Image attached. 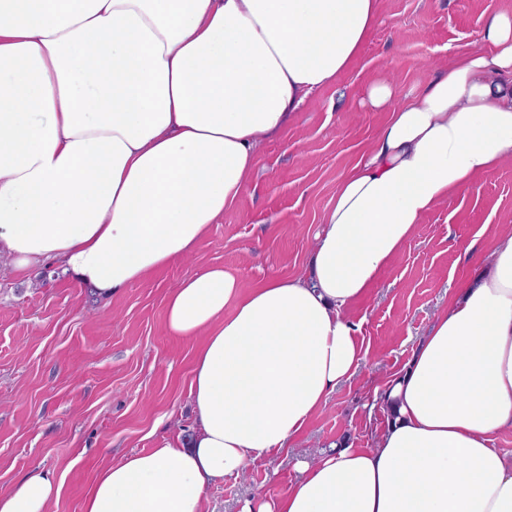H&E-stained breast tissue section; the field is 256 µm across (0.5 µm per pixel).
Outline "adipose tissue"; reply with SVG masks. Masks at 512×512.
I'll return each instance as SVG.
<instances>
[{
	"instance_id": "ef3b65f1",
	"label": "adipose tissue",
	"mask_w": 512,
	"mask_h": 512,
	"mask_svg": "<svg viewBox=\"0 0 512 512\" xmlns=\"http://www.w3.org/2000/svg\"><path fill=\"white\" fill-rule=\"evenodd\" d=\"M377 0H0V250L17 277L48 261L101 299L191 255L242 200L264 139L333 83ZM390 116L340 179L298 277L246 285L209 266L169 290V335L197 340L194 433L113 457L81 512H204L207 489L279 456L366 356L347 308L426 213L512 156V16ZM466 279L382 399L376 447L294 462L241 512H512V229ZM29 471L0 512H49Z\"/></svg>"
}]
</instances>
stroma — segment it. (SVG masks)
<instances>
[{
	"instance_id": "1",
	"label": "stroma",
	"mask_w": 512,
	"mask_h": 512,
	"mask_svg": "<svg viewBox=\"0 0 512 512\" xmlns=\"http://www.w3.org/2000/svg\"><path fill=\"white\" fill-rule=\"evenodd\" d=\"M512 0H379L378 24L359 56L302 104L287 133L265 140L240 207L187 259L118 297L90 296L45 263L16 278L0 257V492L29 470L62 485L50 512H81L112 457L178 444L195 428L189 395L195 341L168 335L169 288L204 266L257 284L303 274L321 215L341 177L389 118L370 86L417 91L459 54L486 52L487 19ZM512 225V158L428 212L413 238L347 315L368 350L289 455L249 466L206 492V512H238L259 491L280 492L296 458L333 442L372 448L390 413L377 392L400 373L459 283L490 262L494 234Z\"/></svg>"
}]
</instances>
